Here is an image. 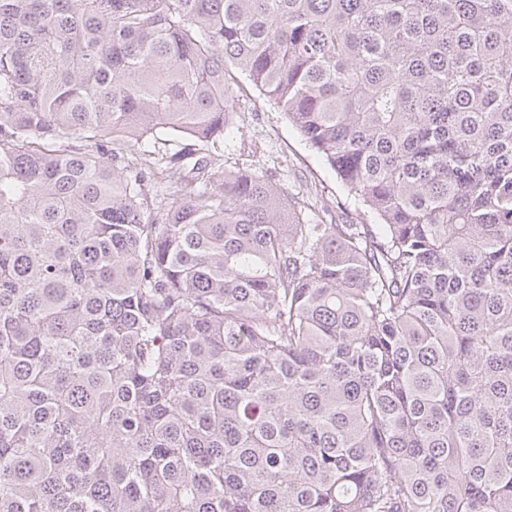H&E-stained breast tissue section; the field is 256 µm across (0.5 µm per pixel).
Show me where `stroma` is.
I'll use <instances>...</instances> for the list:
<instances>
[{
    "mask_svg": "<svg viewBox=\"0 0 512 512\" xmlns=\"http://www.w3.org/2000/svg\"><path fill=\"white\" fill-rule=\"evenodd\" d=\"M233 132L224 141L232 161L267 171L272 181L298 194L313 221L361 223L362 214L335 172L310 150L283 113L255 90L236 68Z\"/></svg>",
    "mask_w": 512,
    "mask_h": 512,
    "instance_id": "35a3bbf8",
    "label": "stroma"
}]
</instances>
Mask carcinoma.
Instances as JSON below:
<instances>
[{
  "instance_id": "carcinoma-1",
  "label": "carcinoma",
  "mask_w": 512,
  "mask_h": 512,
  "mask_svg": "<svg viewBox=\"0 0 512 512\" xmlns=\"http://www.w3.org/2000/svg\"><path fill=\"white\" fill-rule=\"evenodd\" d=\"M0 512H512V0H0ZM233 133L224 139V160L267 171L271 180L308 204L305 214L326 224L339 219L362 224L352 196L325 161L310 150L283 113L255 90L233 65ZM241 88L239 90L238 86Z\"/></svg>"
}]
</instances>
